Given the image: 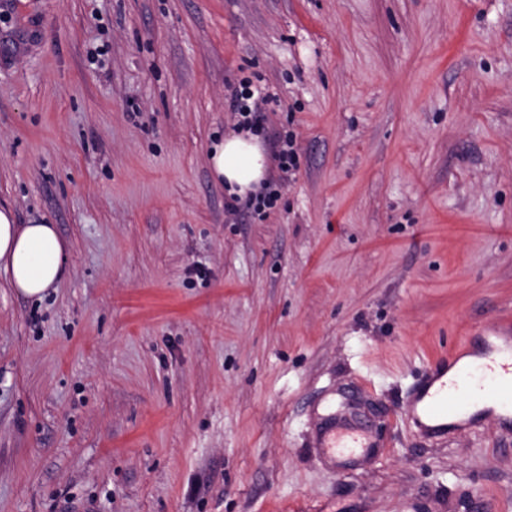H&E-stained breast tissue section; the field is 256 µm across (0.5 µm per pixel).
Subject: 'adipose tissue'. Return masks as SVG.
<instances>
[{"instance_id": "adipose-tissue-1", "label": "adipose tissue", "mask_w": 512, "mask_h": 512, "mask_svg": "<svg viewBox=\"0 0 512 512\" xmlns=\"http://www.w3.org/2000/svg\"><path fill=\"white\" fill-rule=\"evenodd\" d=\"M209 163L213 178L227 194L257 193L268 167L261 135L232 131L212 144ZM0 262L9 284L28 298H42L65 274L63 244L51 224H18L10 210L0 209Z\"/></svg>"}]
</instances>
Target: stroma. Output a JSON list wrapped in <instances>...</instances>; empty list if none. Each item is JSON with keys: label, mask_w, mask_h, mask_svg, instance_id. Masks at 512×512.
Returning <instances> with one entry per match:
<instances>
[{"label": "stroma", "mask_w": 512, "mask_h": 512, "mask_svg": "<svg viewBox=\"0 0 512 512\" xmlns=\"http://www.w3.org/2000/svg\"><path fill=\"white\" fill-rule=\"evenodd\" d=\"M254 75L262 219L208 161ZM2 206L67 273L0 267V512H512L511 424L404 420L512 323V0H0ZM273 159L277 169L285 176L297 167V152L294 149L293 137L288 133L278 143H274ZM274 187H277V183H271V181H269L259 194L249 198L247 206L258 216H262L267 209H271L275 205L279 191ZM9 284L28 298H42L65 274L64 248L52 224H14L0 209V263ZM347 438H351L357 444L354 446L347 444ZM322 447L327 453L336 456V453L342 452L343 450L348 448H370L371 443L368 442L366 439H362L359 441L358 438H355L354 436L348 433L336 432L335 430L334 432L329 433L324 438Z\"/></svg>", "instance_id": "35a3bbf8"}]
</instances>
